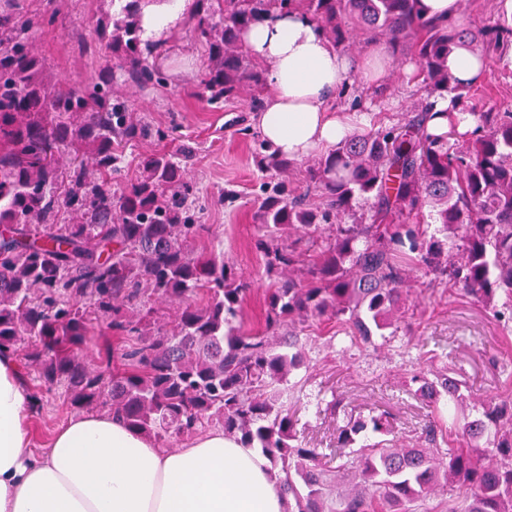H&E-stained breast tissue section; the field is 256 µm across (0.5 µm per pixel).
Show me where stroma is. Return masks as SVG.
<instances>
[{"mask_svg":"<svg viewBox=\"0 0 512 512\" xmlns=\"http://www.w3.org/2000/svg\"><path fill=\"white\" fill-rule=\"evenodd\" d=\"M109 0H0V19L17 14L38 19L31 41L44 78L52 83L108 84L112 81V55L107 49L110 32L104 21L111 15ZM206 55L189 27L180 33L157 62L166 77L160 85L141 91L123 86L132 112L152 125L176 127L168 151L185 143L195 154L188 163L189 176L208 197L204 222L222 242L224 257L242 279L251 283L243 306L247 329L264 328L267 281L264 258L254 246L258 224L256 192L262 176L252 144L237 130L248 125L249 107L236 101L215 110L199 96ZM416 86L393 78L379 95L362 94L361 105L381 107L390 123L417 99ZM238 195L234 205L222 202L225 191ZM409 326L383 346L359 347L344 335L332 344H311V368L302 395L324 400L342 398L344 415L324 411L308 413L298 427L300 439L310 448H332L347 416L387 409L395 416V432L405 442H415L425 408L404 392L410 372L432 367H462L474 392L496 398L512 391L505 378L512 373V336L506 335L492 316L463 294L426 293L410 306ZM23 380L31 395L41 401L40 413L30 415L32 447H48L54 432L76 409L67 403L64 388L45 390L31 374Z\"/></svg>","mask_w":512,"mask_h":512,"instance_id":"35a3bbf8","label":"stroma"}]
</instances>
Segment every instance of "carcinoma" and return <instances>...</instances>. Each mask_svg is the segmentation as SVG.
Instances as JSON below:
<instances>
[{"label":"carcinoma","mask_w":512,"mask_h":512,"mask_svg":"<svg viewBox=\"0 0 512 512\" xmlns=\"http://www.w3.org/2000/svg\"><path fill=\"white\" fill-rule=\"evenodd\" d=\"M152 0H111L115 70L123 83L162 80L141 47ZM418 0H197L191 31L207 48L201 96L217 108L250 89L263 106L265 68L242 34L273 9L301 5L344 51L411 40L424 88L470 100L449 86L448 53L466 47L495 62L512 48V18L476 30L422 19ZM0 49V352L32 341L26 368L62 386L79 410L106 408L164 448L220 427L258 448L288 494V512H512V394H466L464 369L417 372L407 394L438 411L422 445L395 448L385 410L347 421L327 455L297 435L291 378L309 368L314 321L367 347L405 324L409 298L455 288L512 331V104L477 113L480 134L430 131L425 99L400 121L357 133L328 157L308 160L306 190L292 162L250 127L265 172L257 247L269 283L265 327L243 329L248 285L214 241L186 164L189 145L152 150L127 176L123 145L162 142L126 97L99 85L48 88L30 51L31 18H7ZM74 224H57L61 208ZM172 309L156 318L158 305ZM112 340L99 365L83 358L93 321Z\"/></svg>","instance_id":"1"}]
</instances>
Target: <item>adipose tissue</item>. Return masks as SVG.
<instances>
[{
  "instance_id": "obj_1",
  "label": "adipose tissue",
  "mask_w": 512,
  "mask_h": 512,
  "mask_svg": "<svg viewBox=\"0 0 512 512\" xmlns=\"http://www.w3.org/2000/svg\"><path fill=\"white\" fill-rule=\"evenodd\" d=\"M195 0H156L144 8L145 47L160 54ZM266 68L270 87L251 119L280 155L291 161L325 157L369 125L366 112L335 107L353 82L380 84L389 76L387 53L350 58L336 50L302 8L277 11L242 37ZM429 126L473 131L468 105L434 92ZM32 399L15 355L0 354V512H287L288 498L264 456L214 428L178 448L159 447L113 414L72 418L48 448L30 446Z\"/></svg>"
}]
</instances>
